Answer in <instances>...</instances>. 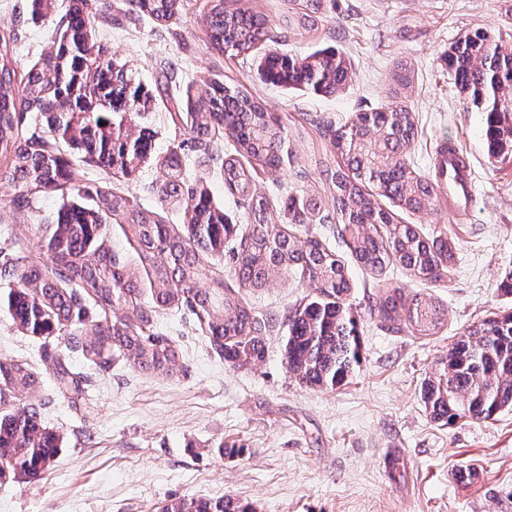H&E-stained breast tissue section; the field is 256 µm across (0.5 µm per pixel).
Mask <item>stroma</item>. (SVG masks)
Wrapping results in <instances>:
<instances>
[{
	"mask_svg": "<svg viewBox=\"0 0 512 512\" xmlns=\"http://www.w3.org/2000/svg\"><path fill=\"white\" fill-rule=\"evenodd\" d=\"M205 2L187 0L167 26L139 15L128 0L93 5L103 17L98 42L152 97L153 154L188 145L187 183L207 190L230 223L246 226L247 209L167 107L168 98L189 86L201 91L213 76L244 84L288 130L293 166L257 169L255 181L270 201L269 222L284 224L291 196L322 190L319 156L329 142L327 126L400 92L418 120L411 167L430 175L435 147L446 140L460 148L472 173L469 215L457 217L443 191L431 208L402 216L430 236L449 239L448 271L436 279L394 265L374 273L352 257L334 225L302 224L344 260L353 285L347 305L358 323L360 361L333 390L302 385L288 370V317L319 293L316 283L290 273L240 291L269 320L265 356L246 368L216 352L188 309L160 312L154 328L180 352L182 368L173 378L122 357L98 367L72 351L67 336L46 342L23 334L1 307L0 363H27L38 388L10 393L0 414L38 403L42 426L62 443L46 479H0V512H161L184 496H230L253 512H512V408L488 421L443 425L420 400L424 379L469 326L512 314V295L500 289L512 267V159L489 156L484 115L459 92L448 68L450 47L468 33L485 30L512 44V6L507 0H328L325 26L308 32L298 24L303 0H252L270 19L269 47L294 56L329 47L348 62L336 93L291 97L261 79L253 54L229 57L208 45ZM27 4L0 0V31L16 32L8 49L22 68L50 41L67 0L39 19ZM402 65L410 74L404 89L395 81ZM64 154L80 166L85 186L121 190L181 223L178 204L158 193L154 162L122 176L82 161L72 149ZM59 204L57 193L46 191L30 208L18 209L14 187L0 181V249L18 244L45 253L43 224ZM394 288L445 308L437 335L416 336L404 319L384 318L378 302ZM64 367L82 376L80 392L59 391L56 375ZM466 466L476 469L475 479L456 481L453 471Z\"/></svg>",
	"mask_w": 512,
	"mask_h": 512,
	"instance_id": "35a3bbf8",
	"label": "stroma"
}]
</instances>
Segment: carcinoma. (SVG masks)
I'll use <instances>...</instances> for the list:
<instances>
[{
	"instance_id": "carcinoma-1",
	"label": "carcinoma",
	"mask_w": 512,
	"mask_h": 512,
	"mask_svg": "<svg viewBox=\"0 0 512 512\" xmlns=\"http://www.w3.org/2000/svg\"><path fill=\"white\" fill-rule=\"evenodd\" d=\"M138 12L169 25L184 10L185 0H131ZM206 40L228 56L249 53L268 39L267 15L245 0H208ZM325 0H305L300 24L315 30L323 22ZM58 36L48 50L23 72L8 51L15 31L0 32V180L11 182L18 204L49 187L78 181L76 168L61 155L59 143L69 144L97 167L130 175L152 152V136L131 129L148 111L149 97L127 68L114 61L95 37V14L89 0H73L58 24ZM455 84L485 113V138L492 156H512V45L487 31H475L448 51ZM263 80L305 93L332 94L346 81V60L331 49L313 50L297 58L276 49L260 61ZM175 116L198 142L228 134L232 148L211 159L224 172V187L239 197L253 215L237 247L229 250L231 274L248 288H262L273 276L291 273L308 277L319 294L288 318L284 355L288 370L300 383L334 389L359 363L356 321L346 304L350 282L344 265L319 240L281 224L267 223L266 204L253 184L256 166L279 168L292 164L288 131L273 123L262 103L243 86L209 80L206 90L186 88L173 104ZM48 127L54 141L26 127V113ZM418 135L414 112L401 101L358 112L336 128L329 139L333 163L324 164L325 197L293 199L291 224L303 216L328 223L324 199L331 200L340 233L357 262L380 273L397 265L418 277L448 269L451 243L428 238L414 224H402L380 200L407 212H418L437 199L441 187L410 168L406 156ZM188 157L183 144L157 159L164 198L182 204L184 222H166L157 210L140 207L119 192L87 188L66 198L57 210L47 238L49 262L18 252L0 259V278L14 280L4 300L20 330L31 336L68 333L73 349L95 364L123 353L139 368L173 377L181 371L176 346L153 332L158 312L188 308L203 324L224 359L243 368L264 357L265 319L248 308L239 292L213 275L203 252L224 253L236 225L224 218L208 193L185 180ZM124 226L136 243L141 269L135 271L100 242L101 225ZM385 228L380 233L377 227ZM212 280L201 292L196 281ZM150 289L151 302L138 300ZM122 305L123 319L85 338L81 327L96 308L103 316ZM386 318L405 312L411 331L438 334L444 309L414 295L403 299L394 289L380 299ZM61 389L79 390L81 379L62 368ZM0 383L7 390L37 387L25 363L0 364ZM421 400L430 416L445 425L468 418L489 420L512 407V314L484 320L465 331L440 367L426 378ZM39 406L31 403L17 413L0 416V477L11 473L27 482L44 479L53 467L57 435L39 423ZM163 512H249L233 497L216 500L179 498Z\"/></svg>"
}]
</instances>
